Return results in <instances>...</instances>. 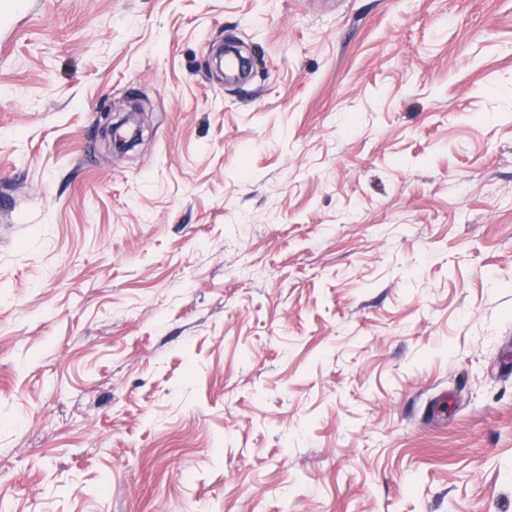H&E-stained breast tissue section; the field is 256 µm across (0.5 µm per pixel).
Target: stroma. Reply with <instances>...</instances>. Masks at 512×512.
Returning a JSON list of instances; mask_svg holds the SVG:
<instances>
[{
    "instance_id": "stroma-1",
    "label": "stroma",
    "mask_w": 512,
    "mask_h": 512,
    "mask_svg": "<svg viewBox=\"0 0 512 512\" xmlns=\"http://www.w3.org/2000/svg\"><path fill=\"white\" fill-rule=\"evenodd\" d=\"M27 4L0 506L512 512V0Z\"/></svg>"
}]
</instances>
